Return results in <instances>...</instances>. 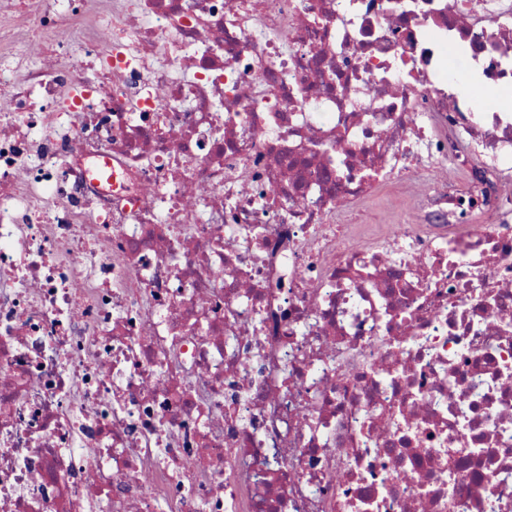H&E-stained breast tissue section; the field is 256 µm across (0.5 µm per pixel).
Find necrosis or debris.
<instances>
[{"instance_id":"obj_1","label":"necrosis or debris","mask_w":512,"mask_h":512,"mask_svg":"<svg viewBox=\"0 0 512 512\" xmlns=\"http://www.w3.org/2000/svg\"><path fill=\"white\" fill-rule=\"evenodd\" d=\"M452 55L511 89L512 0H0V512H512V108ZM384 192L390 196V207L387 210L384 212L380 211L378 213H366L357 209L349 215L348 219L356 213H362L365 221L386 223L390 219L392 220L397 216L404 214L408 203L407 198L403 196L399 190L385 189Z\"/></svg>"}]
</instances>
